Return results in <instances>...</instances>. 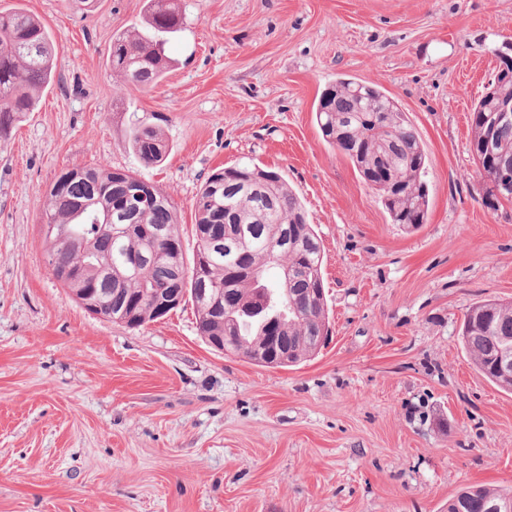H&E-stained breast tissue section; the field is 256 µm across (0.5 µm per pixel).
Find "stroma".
Wrapping results in <instances>:
<instances>
[{"label": "stroma", "mask_w": 512, "mask_h": 512, "mask_svg": "<svg viewBox=\"0 0 512 512\" xmlns=\"http://www.w3.org/2000/svg\"><path fill=\"white\" fill-rule=\"evenodd\" d=\"M173 67L134 90L106 59L144 0H0L60 46L37 109L0 142V512H446L467 484L512 486V394L459 333L512 302V202L485 204L469 117L512 44V0H184ZM339 78L379 86L427 154V224H392L322 136ZM172 150L141 165L135 120ZM282 175L322 240L330 337L310 361L208 346L193 303L131 329L53 276L47 192L74 166L165 191L194 253L214 169Z\"/></svg>", "instance_id": "35a3bbf8"}]
</instances>
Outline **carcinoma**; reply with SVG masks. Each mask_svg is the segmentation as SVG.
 Instances as JSON below:
<instances>
[{"label":"carcinoma","instance_id":"1","mask_svg":"<svg viewBox=\"0 0 512 512\" xmlns=\"http://www.w3.org/2000/svg\"><path fill=\"white\" fill-rule=\"evenodd\" d=\"M180 0H147L142 23L112 38L108 58L125 84L147 89L171 64L166 36L184 25ZM58 45L35 17L0 13V139L34 110L38 92L54 76ZM512 93V77L491 81L472 111V152L487 204L512 201L502 187L501 162L512 166V121H500V97ZM317 122L326 141L340 149L381 199L392 223L407 231L428 220L423 177L427 155L393 100L374 85L339 79L322 95ZM492 140L495 154L482 145ZM128 147L144 165L163 162L169 152L164 133L142 121L132 123ZM132 171L101 164L74 175L66 170L47 192L44 238L49 258L75 270L62 285L75 298L88 289L103 302V314L136 312L142 326L155 320L149 299L158 288L184 287L195 305L200 336H217L224 351L244 358L276 318L288 336L294 366L310 360L316 337L329 335L322 246L307 213L284 178L250 163L210 173L194 201L197 249L187 266L172 199ZM223 231V244L205 233ZM112 266V278L102 269ZM270 268L279 280L266 278ZM222 302V312L212 306ZM461 342L478 372L505 392L512 380L496 371L499 354L512 351V303L483 301L466 313ZM512 502V489L467 486L448 499V512H488Z\"/></svg>","mask_w":512,"mask_h":512}]
</instances>
